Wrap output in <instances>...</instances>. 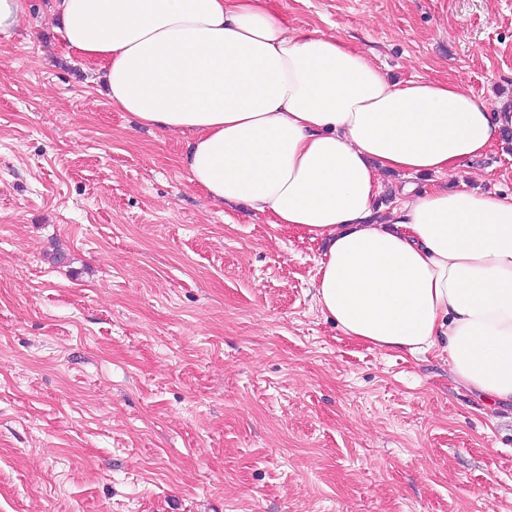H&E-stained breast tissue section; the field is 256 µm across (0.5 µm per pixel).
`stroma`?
Returning <instances> with one entry per match:
<instances>
[{
    "label": "stroma",
    "mask_w": 512,
    "mask_h": 512,
    "mask_svg": "<svg viewBox=\"0 0 512 512\" xmlns=\"http://www.w3.org/2000/svg\"><path fill=\"white\" fill-rule=\"evenodd\" d=\"M50 2L0 38V512H512V406L343 336L320 244L214 206ZM269 4L395 81L512 102V0ZM448 181L511 197L512 142Z\"/></svg>",
    "instance_id": "stroma-1"
}]
</instances>
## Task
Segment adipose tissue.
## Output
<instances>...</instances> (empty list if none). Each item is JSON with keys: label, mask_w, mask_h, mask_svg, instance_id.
<instances>
[{"label": "adipose tissue", "mask_w": 512, "mask_h": 512, "mask_svg": "<svg viewBox=\"0 0 512 512\" xmlns=\"http://www.w3.org/2000/svg\"><path fill=\"white\" fill-rule=\"evenodd\" d=\"M51 15L113 109L184 136L180 163L213 204L322 243L312 285L344 336L439 352L458 387L512 403V198L441 182L512 129V105L393 82L267 0H52ZM383 170L439 181L378 223Z\"/></svg>", "instance_id": "adipose-tissue-1"}]
</instances>
